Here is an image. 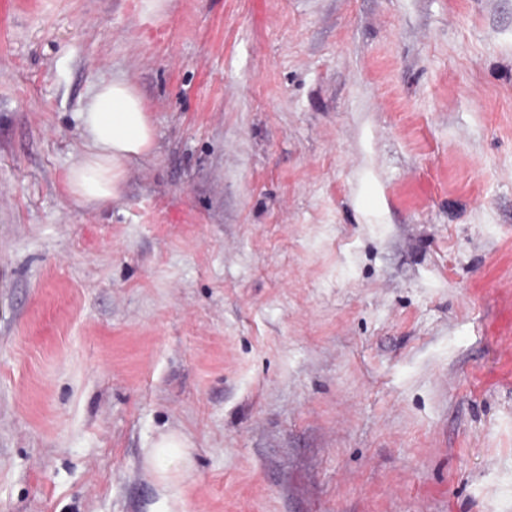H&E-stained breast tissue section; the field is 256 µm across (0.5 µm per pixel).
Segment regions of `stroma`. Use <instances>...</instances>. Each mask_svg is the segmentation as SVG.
Here are the masks:
<instances>
[{
    "label": "stroma",
    "instance_id": "35a3bbf8",
    "mask_svg": "<svg viewBox=\"0 0 512 512\" xmlns=\"http://www.w3.org/2000/svg\"><path fill=\"white\" fill-rule=\"evenodd\" d=\"M0 512H512V0H0ZM82 151L66 173L68 196L83 205L118 200L129 167L153 154L155 125L128 79L101 85L79 112ZM183 448H191L189 439L177 431L162 435L152 445L149 463L162 482H172L186 463ZM163 461L166 463L165 466L162 465Z\"/></svg>",
    "mask_w": 512,
    "mask_h": 512
}]
</instances>
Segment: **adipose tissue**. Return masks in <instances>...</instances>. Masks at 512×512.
I'll use <instances>...</instances> for the list:
<instances>
[{
  "instance_id": "ef3b65f1",
  "label": "adipose tissue",
  "mask_w": 512,
  "mask_h": 512,
  "mask_svg": "<svg viewBox=\"0 0 512 512\" xmlns=\"http://www.w3.org/2000/svg\"><path fill=\"white\" fill-rule=\"evenodd\" d=\"M82 151L66 173L68 196L83 205H100L122 195L129 167L153 154L155 125L137 87L124 78L101 85L79 115ZM190 442L172 431L149 451L156 476L172 482L183 467Z\"/></svg>"
}]
</instances>
